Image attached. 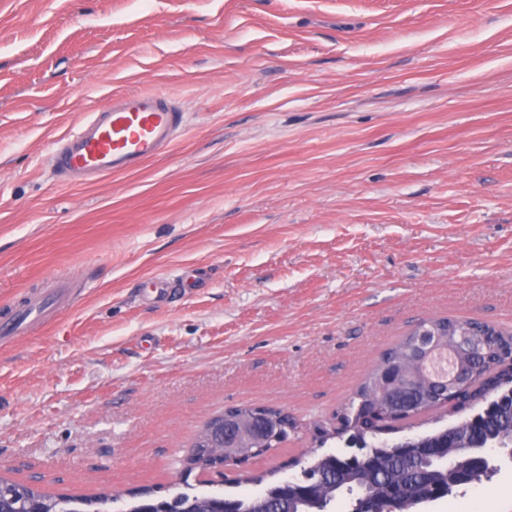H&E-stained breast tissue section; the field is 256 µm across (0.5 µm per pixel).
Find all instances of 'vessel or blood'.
<instances>
[{"label": "vessel or blood", "mask_w": 512, "mask_h": 512, "mask_svg": "<svg viewBox=\"0 0 512 512\" xmlns=\"http://www.w3.org/2000/svg\"><path fill=\"white\" fill-rule=\"evenodd\" d=\"M182 125L183 114L167 94L156 90L122 92L57 141L54 167L66 178L130 173L164 153ZM68 301L64 287L28 297L10 320L0 323V342L9 343L44 324L55 307Z\"/></svg>", "instance_id": "vessel-or-blood-1"}]
</instances>
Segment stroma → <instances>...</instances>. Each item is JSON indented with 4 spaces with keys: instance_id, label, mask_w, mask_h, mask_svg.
I'll return each instance as SVG.
<instances>
[{
    "instance_id": "obj_1",
    "label": "stroma",
    "mask_w": 512,
    "mask_h": 512,
    "mask_svg": "<svg viewBox=\"0 0 512 512\" xmlns=\"http://www.w3.org/2000/svg\"><path fill=\"white\" fill-rule=\"evenodd\" d=\"M132 89L184 135L57 176ZM57 280L0 347V473L61 494L182 487L227 407L331 416L421 319L512 328V0H0V316ZM48 293L28 297L16 307L13 317L0 323V342L7 344L18 336L28 333L29 329L44 324L57 306L69 302L67 288H52Z\"/></svg>"
}]
</instances>
